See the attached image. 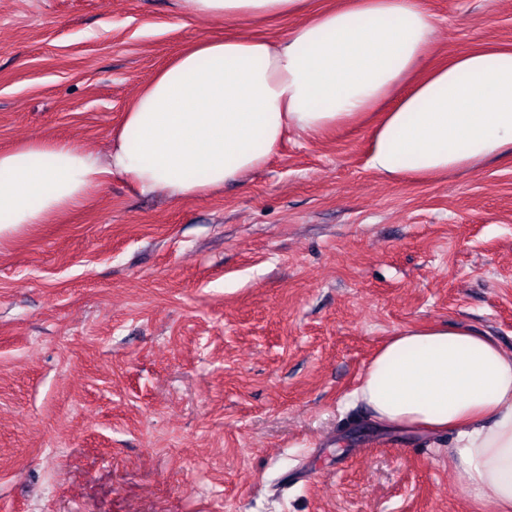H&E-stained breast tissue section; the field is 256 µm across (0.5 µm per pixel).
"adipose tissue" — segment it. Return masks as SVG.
Returning a JSON list of instances; mask_svg holds the SVG:
<instances>
[{
	"label": "adipose tissue",
	"mask_w": 512,
	"mask_h": 512,
	"mask_svg": "<svg viewBox=\"0 0 512 512\" xmlns=\"http://www.w3.org/2000/svg\"><path fill=\"white\" fill-rule=\"evenodd\" d=\"M196 15L258 24L300 16L285 39L202 37L139 91L106 156L33 135L0 150V241L45 224L120 176L140 193L201 196L263 167L293 132L367 123L369 167L390 179L473 169L512 151V46L429 67L428 0H185ZM385 427L450 431L466 487L512 512V351L450 326L390 337L353 391Z\"/></svg>",
	"instance_id": "ef3b65f1"
}]
</instances>
